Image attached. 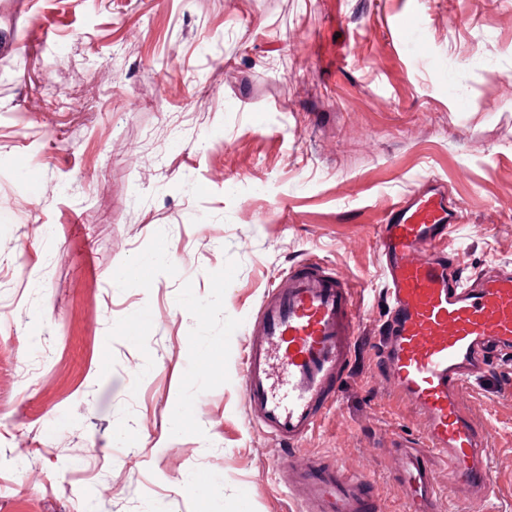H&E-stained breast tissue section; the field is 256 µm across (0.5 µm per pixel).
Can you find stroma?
Listing matches in <instances>:
<instances>
[{"mask_svg": "<svg viewBox=\"0 0 512 512\" xmlns=\"http://www.w3.org/2000/svg\"><path fill=\"white\" fill-rule=\"evenodd\" d=\"M434 179L463 274L512 268V0H0V512H301L278 464L315 457L404 512L375 232ZM307 257L363 312L336 407L281 446L242 356ZM464 401L483 512H512V356Z\"/></svg>", "mask_w": 512, "mask_h": 512, "instance_id": "stroma-1", "label": "stroma"}]
</instances>
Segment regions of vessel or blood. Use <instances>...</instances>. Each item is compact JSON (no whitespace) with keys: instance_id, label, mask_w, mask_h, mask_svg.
I'll return each mask as SVG.
<instances>
[{"instance_id":"obj_1","label":"vessel or blood","mask_w":512,"mask_h":512,"mask_svg":"<svg viewBox=\"0 0 512 512\" xmlns=\"http://www.w3.org/2000/svg\"><path fill=\"white\" fill-rule=\"evenodd\" d=\"M448 198L427 192L396 200L379 225L386 311L375 347L389 377L422 423L418 451L409 439L399 481L408 512H434V462L444 459L473 504L491 487L485 460L489 428L462 405L470 382L512 354V271L462 278L449 242ZM361 306L357 288L322 262L292 265L260 303L245 363L243 391L255 422L274 440L307 436L336 406L352 367ZM281 479L304 512H378L364 476L322 459L285 464Z\"/></svg>"}]
</instances>
